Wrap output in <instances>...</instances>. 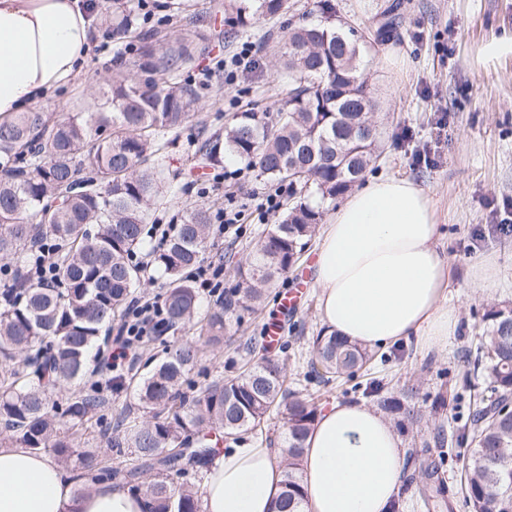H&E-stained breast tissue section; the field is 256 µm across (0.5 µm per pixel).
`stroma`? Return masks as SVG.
<instances>
[{
  "label": "stroma",
  "instance_id": "obj_1",
  "mask_svg": "<svg viewBox=\"0 0 512 512\" xmlns=\"http://www.w3.org/2000/svg\"><path fill=\"white\" fill-rule=\"evenodd\" d=\"M156 2L160 16L173 17L188 30L208 36L212 51L200 57L197 66L210 70L212 77L202 109L160 158L177 192L154 207L148 221L167 224L197 205L244 211L239 228L209 245L205 254L206 260H223L224 282L229 285L236 262L273 225L272 220L258 219L251 201L252 195L269 192L271 184L255 173L241 180L229 178V171L244 165L229 155L215 169L204 168L193 143L221 131L225 119L236 112L247 108L275 112L288 92V79L278 65L284 27L302 21L320 24L325 17L316 11L315 0H293L294 11L286 18L259 19L238 31L224 24V0ZM391 2L332 0V21L375 30L385 22ZM403 4L396 32L374 42L362 58L375 104L374 119L382 133L380 156L368 176L406 178L430 194L438 211L440 244L448 257V291L459 309L460 324L444 354H422L411 341L377 349L369 371L359 381H378L391 392L408 380L420 388L417 403L424 418L399 435L406 452L399 494L407 512H427L415 482L422 460L441 461L445 499L452 512H470L463 484L467 448H454L447 458L433 441L437 432L455 431L458 411L451 402L437 409L432 403L439 393L470 381L464 355L481 341L484 308L493 303L512 305V235L496 229L512 212V55L492 61L480 57L485 43L512 32V0H403ZM246 44L255 49V68L232 80L215 71L216 61ZM116 50L111 34L100 32L84 75L48 93L40 112L54 122L71 115L76 103L89 101L107 79ZM491 252L501 257V275L495 287L483 288L471 281L469 268L479 256ZM313 260L312 253H305L270 288L259 310L245 317L238 334L260 339L271 321L280 320L282 343L271 355L284 361L289 388L306 390L324 408L345 400L347 386L305 379L314 357L313 340L322 329L316 284H309L292 319L282 318L278 307L280 293L311 272ZM242 358L235 346L207 350L201 365L190 373L184 392L194 393L216 378L237 374Z\"/></svg>",
  "mask_w": 512,
  "mask_h": 512
}]
</instances>
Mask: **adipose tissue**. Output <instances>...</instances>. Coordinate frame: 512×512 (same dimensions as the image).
I'll return each mask as SVG.
<instances>
[{
  "label": "adipose tissue",
  "mask_w": 512,
  "mask_h": 512,
  "mask_svg": "<svg viewBox=\"0 0 512 512\" xmlns=\"http://www.w3.org/2000/svg\"><path fill=\"white\" fill-rule=\"evenodd\" d=\"M89 0H0V121L35 106L83 73L96 32ZM427 191L406 178L367 181L324 225L315 262L328 333L367 348L414 340L447 352L459 326L446 254ZM404 450L387 418L362 402L319 415L302 459L300 512H387L402 482ZM283 472L275 452L240 441L213 456L206 512H279ZM115 484L75 491L72 475L41 454L0 448V512H144Z\"/></svg>",
  "instance_id": "1"
}]
</instances>
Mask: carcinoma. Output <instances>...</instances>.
Masks as SVG:
<instances>
[{"label": "carcinoma", "instance_id": "carcinoma-1", "mask_svg": "<svg viewBox=\"0 0 512 512\" xmlns=\"http://www.w3.org/2000/svg\"><path fill=\"white\" fill-rule=\"evenodd\" d=\"M289 0H230L224 23L245 28L275 19ZM140 0H112L105 23L124 39L112 73L98 96L64 120L19 112L0 122V447L17 444L72 464L76 479H107L146 500V512H202L194 481L209 466L212 437L238 441L276 413L284 428L282 509L298 512L303 499L301 455L319 408L310 395L286 386L284 364L262 357L236 376L219 378L197 395L182 391L203 347L177 339L168 356L145 377L87 383L92 350L109 339L140 285L143 266L132 261L143 243L150 206L164 199L165 169L151 165L199 111L206 77L189 75L207 46L168 27H146ZM364 33L336 25L299 24L282 39L281 63L288 101L275 117L237 112L201 144L202 157L217 163L233 155L258 175L298 188L296 200L235 267V285L224 289L200 324L205 344L224 334L264 302L266 290L293 267L316 236L326 207L359 183L376 158L377 128L365 127L373 103L360 67ZM213 210L187 209L153 264L168 288L163 307L169 326L197 316L198 294L188 269L203 260ZM54 246L58 277L32 285L25 270L34 246ZM482 342L473 370H485L490 394L453 396L467 403L461 437L472 448L464 468L471 512H512V305L492 304L483 315ZM311 371L321 380L353 379L374 358L371 350L334 335L313 340ZM135 386V410L112 423L98 415L102 392ZM405 398L381 395V409L403 430L421 419ZM106 443V451L86 448ZM124 458L112 466V453ZM423 503L444 495L439 467L420 466Z\"/></svg>", "mask_w": 512, "mask_h": 512}]
</instances>
